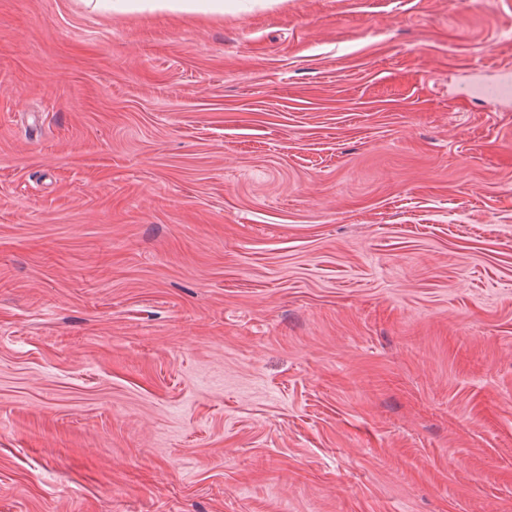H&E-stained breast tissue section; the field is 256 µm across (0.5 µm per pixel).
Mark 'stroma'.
<instances>
[{
    "label": "stroma",
    "instance_id": "35a3bbf8",
    "mask_svg": "<svg viewBox=\"0 0 512 512\" xmlns=\"http://www.w3.org/2000/svg\"><path fill=\"white\" fill-rule=\"evenodd\" d=\"M0 0V512H512V0Z\"/></svg>",
    "mask_w": 512,
    "mask_h": 512
}]
</instances>
